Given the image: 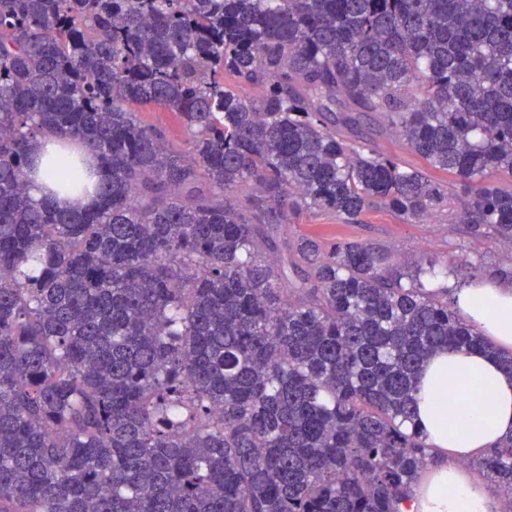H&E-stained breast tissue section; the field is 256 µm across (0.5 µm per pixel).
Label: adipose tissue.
I'll return each mask as SVG.
<instances>
[{
	"instance_id": "1",
	"label": "adipose tissue",
	"mask_w": 512,
	"mask_h": 512,
	"mask_svg": "<svg viewBox=\"0 0 512 512\" xmlns=\"http://www.w3.org/2000/svg\"><path fill=\"white\" fill-rule=\"evenodd\" d=\"M461 312L496 346L512 350V283L482 279L459 289ZM417 423L442 463L429 469L401 512H505L460 459L512 436V374L481 351L434 354L419 379Z\"/></svg>"
}]
</instances>
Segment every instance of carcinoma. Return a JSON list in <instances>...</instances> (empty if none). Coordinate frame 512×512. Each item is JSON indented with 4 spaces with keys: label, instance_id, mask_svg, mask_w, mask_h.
Masks as SVG:
<instances>
[{
    "label": "carcinoma",
    "instance_id": "cac0c4a2",
    "mask_svg": "<svg viewBox=\"0 0 512 512\" xmlns=\"http://www.w3.org/2000/svg\"><path fill=\"white\" fill-rule=\"evenodd\" d=\"M503 172L512 0H0V512H399L423 365L512 351L437 260L281 232L451 203L512 240ZM474 466L512 508V437ZM137 115L142 124L164 129L168 140L175 145H181L187 139V134L176 116L163 107L140 109ZM367 123V124H366ZM376 126V128H371ZM377 124H369L366 120L362 122V132L371 133L377 150L388 155L398 156L406 166L413 168L419 165L418 157L407 147V145L392 133L377 129Z\"/></svg>",
    "mask_w": 512,
    "mask_h": 512
}]
</instances>
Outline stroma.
<instances>
[{
	"mask_svg": "<svg viewBox=\"0 0 512 512\" xmlns=\"http://www.w3.org/2000/svg\"><path fill=\"white\" fill-rule=\"evenodd\" d=\"M304 235L327 242H367L388 253L402 267H414L427 258H435L451 268L448 286L452 289L469 280L471 263L512 267V241L471 236L451 211L412 224L385 209L369 211L359 224H343L333 214L315 213L301 223L289 225V238Z\"/></svg>",
	"mask_w": 512,
	"mask_h": 512,
	"instance_id": "35a3bbf8",
	"label": "stroma"
}]
</instances>
